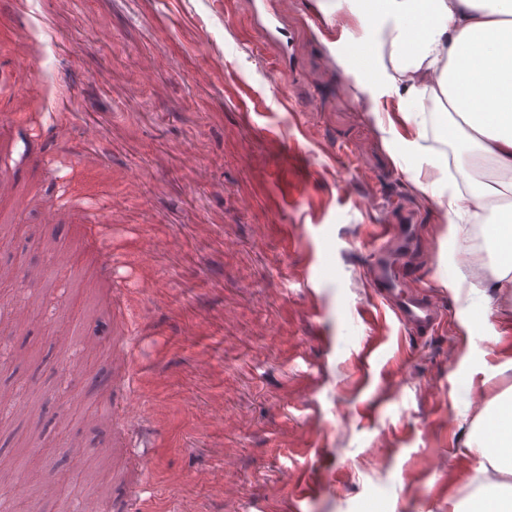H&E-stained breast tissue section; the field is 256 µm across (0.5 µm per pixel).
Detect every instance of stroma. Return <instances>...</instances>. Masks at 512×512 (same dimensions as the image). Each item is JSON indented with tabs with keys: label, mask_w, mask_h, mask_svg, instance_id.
Wrapping results in <instances>:
<instances>
[{
	"label": "stroma",
	"mask_w": 512,
	"mask_h": 512,
	"mask_svg": "<svg viewBox=\"0 0 512 512\" xmlns=\"http://www.w3.org/2000/svg\"><path fill=\"white\" fill-rule=\"evenodd\" d=\"M222 2L0 0V44L23 35L35 52L0 53V79L46 140L68 126L58 164L18 168L32 203L0 225L17 275L0 297L32 307L0 336V391L46 406L29 420L0 406L26 482L0 493L13 512H71L77 486L144 512H448L474 474L470 426L512 384L507 302L484 296V274L464 273L458 300L442 285L448 209L407 173L426 157L396 151L397 96L345 65L347 4ZM88 124L102 160L78 168ZM63 192L61 225L40 223ZM91 219L108 227L97 245ZM376 224L421 225L418 282L450 310L437 331L414 338L380 314ZM33 265L49 283L26 279ZM103 292L123 295L134 338L128 406L144 423L124 447L99 415L114 391L91 385L113 374L95 337L114 319ZM75 439L79 471L59 463ZM299 473L313 488L300 503Z\"/></svg>",
	"instance_id": "obj_1"
}]
</instances>
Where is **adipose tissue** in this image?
Returning a JSON list of instances; mask_svg holds the SVG:
<instances>
[{
    "label": "adipose tissue",
    "mask_w": 512,
    "mask_h": 512,
    "mask_svg": "<svg viewBox=\"0 0 512 512\" xmlns=\"http://www.w3.org/2000/svg\"><path fill=\"white\" fill-rule=\"evenodd\" d=\"M361 29H377L369 45L348 43L346 52L364 72L380 73L397 94L411 128L405 155L428 153L434 121L425 110L441 113L454 132L453 152L471 169L492 164L512 172V0H380L375 10L353 7ZM489 178L448 193L449 237L478 221L503 195ZM502 253L491 288L512 296V234L492 242L461 245L475 255L486 245ZM464 446L479 466L470 479V510L449 501L448 512H512V386L487 399L471 424Z\"/></svg>",
    "instance_id": "obj_1"
}]
</instances>
